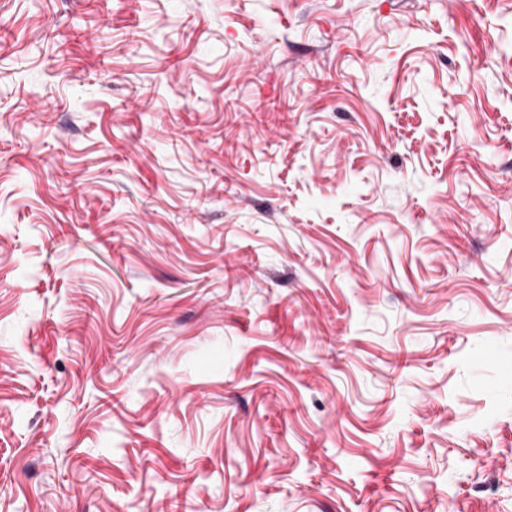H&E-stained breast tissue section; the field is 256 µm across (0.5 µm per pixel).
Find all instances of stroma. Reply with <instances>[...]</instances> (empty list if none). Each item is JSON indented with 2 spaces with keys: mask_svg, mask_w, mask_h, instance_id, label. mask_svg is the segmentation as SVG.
Wrapping results in <instances>:
<instances>
[{
  "mask_svg": "<svg viewBox=\"0 0 512 512\" xmlns=\"http://www.w3.org/2000/svg\"><path fill=\"white\" fill-rule=\"evenodd\" d=\"M0 512H512V0H0Z\"/></svg>",
  "mask_w": 512,
  "mask_h": 512,
  "instance_id": "35a3bbf8",
  "label": "stroma"
}]
</instances>
